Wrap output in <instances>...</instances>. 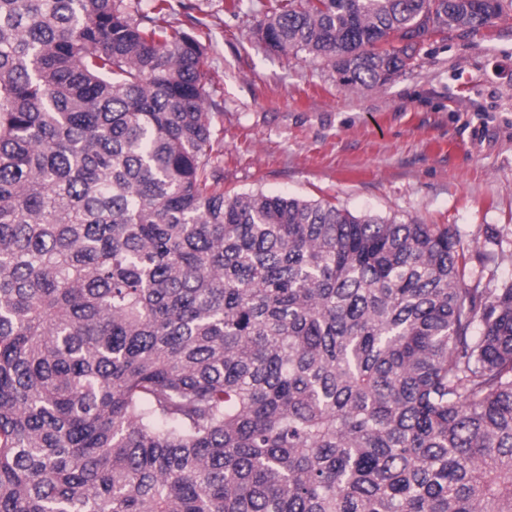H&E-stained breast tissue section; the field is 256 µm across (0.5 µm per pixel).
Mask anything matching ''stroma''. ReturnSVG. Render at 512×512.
Wrapping results in <instances>:
<instances>
[{
  "mask_svg": "<svg viewBox=\"0 0 512 512\" xmlns=\"http://www.w3.org/2000/svg\"><path fill=\"white\" fill-rule=\"evenodd\" d=\"M205 19L203 71L217 107L224 189L321 201L357 216L452 227L467 284L512 278V10L494 24L429 37L418 66L350 90L305 56L259 39L271 0H184Z\"/></svg>",
  "mask_w": 512,
  "mask_h": 512,
  "instance_id": "1",
  "label": "stroma"
}]
</instances>
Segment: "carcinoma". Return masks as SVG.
I'll use <instances>...</instances> for the list:
<instances>
[{
    "label": "carcinoma",
    "instance_id": "cac0c4a2",
    "mask_svg": "<svg viewBox=\"0 0 512 512\" xmlns=\"http://www.w3.org/2000/svg\"><path fill=\"white\" fill-rule=\"evenodd\" d=\"M512 0H284L346 87ZM172 0H0V512H512V281L450 228L224 192Z\"/></svg>",
    "mask_w": 512,
    "mask_h": 512
}]
</instances>
